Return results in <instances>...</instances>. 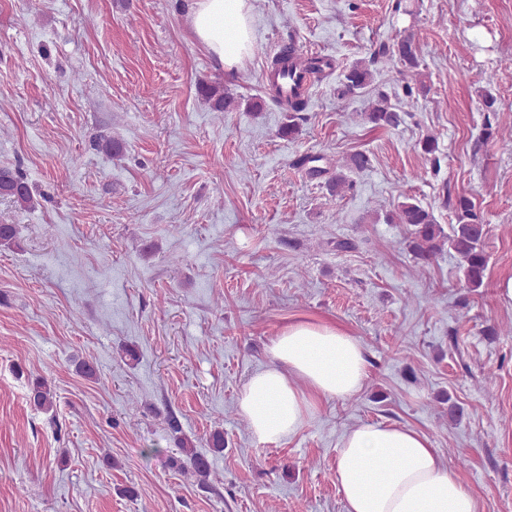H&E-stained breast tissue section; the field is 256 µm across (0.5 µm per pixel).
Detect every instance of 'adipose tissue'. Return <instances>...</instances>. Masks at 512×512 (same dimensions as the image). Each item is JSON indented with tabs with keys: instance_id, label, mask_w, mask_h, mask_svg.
I'll return each mask as SVG.
<instances>
[{
	"instance_id": "adipose-tissue-1",
	"label": "adipose tissue",
	"mask_w": 512,
	"mask_h": 512,
	"mask_svg": "<svg viewBox=\"0 0 512 512\" xmlns=\"http://www.w3.org/2000/svg\"><path fill=\"white\" fill-rule=\"evenodd\" d=\"M197 41L225 68L250 43L247 0H188ZM271 366L251 376L239 408L252 435L273 442L295 433L322 398H349L367 379L361 343L340 329L300 322L270 347ZM336 483L346 512H477L476 498L424 434L396 424H362L345 433Z\"/></svg>"
}]
</instances>
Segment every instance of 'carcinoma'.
<instances>
[{"instance_id":"carcinoma-1","label":"carcinoma","mask_w":512,"mask_h":512,"mask_svg":"<svg viewBox=\"0 0 512 512\" xmlns=\"http://www.w3.org/2000/svg\"><path fill=\"white\" fill-rule=\"evenodd\" d=\"M398 59L403 71L410 79L405 86L406 93L414 91L424 93L427 85L422 79L421 60L415 42L405 37L396 44H381L372 52L368 62L357 61L347 67L336 86V95L348 98L367 88L373 80L372 67L385 65ZM271 72L282 76L290 75L296 70L310 74L319 79L334 70L331 59L323 56L306 57L294 46L283 48L270 63ZM200 96L213 102L219 112H227L233 104L231 94L224 92L219 84L202 83L198 86ZM309 89L295 87L289 93L280 91L272 95V101L279 108L289 112L288 124L280 130V135L291 138L298 129V121L303 119L302 112L308 107ZM365 119L380 127L397 126L404 121L399 104L383 93H377L365 111ZM369 164V157L364 153H356L346 160L345 164L336 166L334 173L327 181L330 197H342L353 189L344 170L364 169ZM0 197L12 200L23 208H33L37 204L30 185L20 171L9 167H0ZM454 210L456 223L443 227L438 224L432 211L421 206L417 201L408 198L401 202L391 220L397 224L411 227L408 247L415 259L422 263L430 262L443 249L454 252L459 261L465 287L476 291L483 287L488 267V256L483 247L484 224L475 203L464 194H459L449 201ZM27 399L31 407L37 411L49 412L53 409L55 396L51 385L44 378H34L28 382ZM168 427L180 450V455L171 458L172 468L180 472H189L199 483L204 484L210 476L208 458L199 453L193 443L182 435L178 419L168 417Z\"/></svg>"}]
</instances>
